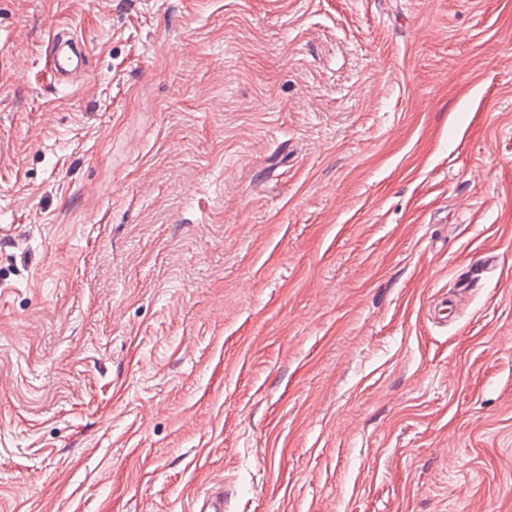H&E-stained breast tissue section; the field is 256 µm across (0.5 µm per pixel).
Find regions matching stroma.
I'll return each mask as SVG.
<instances>
[{"label":"stroma","mask_w":512,"mask_h":512,"mask_svg":"<svg viewBox=\"0 0 512 512\" xmlns=\"http://www.w3.org/2000/svg\"><path fill=\"white\" fill-rule=\"evenodd\" d=\"M217 487L512 512V0H0V512ZM81 47L63 32H56L51 39L48 63L58 83L66 82L85 71Z\"/></svg>","instance_id":"stroma-1"}]
</instances>
